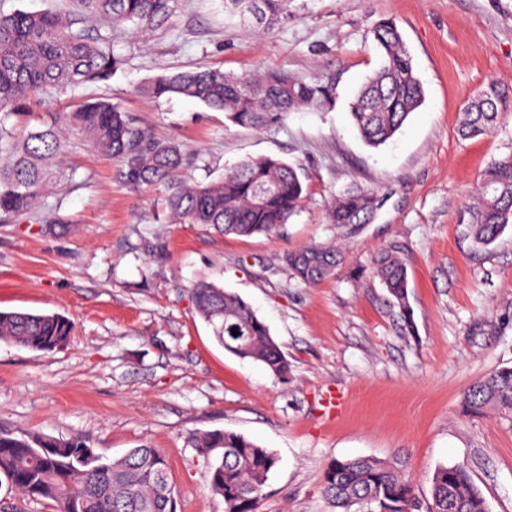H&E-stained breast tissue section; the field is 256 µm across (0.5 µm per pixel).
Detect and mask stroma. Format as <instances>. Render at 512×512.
I'll return each instance as SVG.
<instances>
[{
  "mask_svg": "<svg viewBox=\"0 0 512 512\" xmlns=\"http://www.w3.org/2000/svg\"><path fill=\"white\" fill-rule=\"evenodd\" d=\"M385 19L400 28L425 100L374 149L348 102L380 66L371 31ZM92 29L110 37L120 68L44 97L29 127L103 98L181 147L180 180L206 183L271 156L298 168L304 198L274 234L227 235L176 221L164 186L69 142L40 214L0 223V310L59 313L74 329L51 351L0 341V429L80 437L111 459L160 449L177 512H224L194 446L217 429L275 454L260 512H334L324 474L359 456L399 467L424 503L438 467L464 466L489 512H512V419L463 405L470 384L512 367V225L486 247L466 229L485 171L512 155V112L487 135L458 132L487 83L512 87V0H293L268 30L229 19L223 0H175L153 28ZM196 67L331 77L335 105L256 131L192 99L141 92ZM353 186L380 198L374 220L328 223L331 201ZM55 214L62 223H49ZM330 242L344 254L331 277L291 275L286 253ZM387 249L408 268V329L374 275ZM201 281L251 306L288 360L287 380L217 343L193 302Z\"/></svg>",
  "mask_w": 512,
  "mask_h": 512,
  "instance_id": "35a3bbf8",
  "label": "stroma"
}]
</instances>
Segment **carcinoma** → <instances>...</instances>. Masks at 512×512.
Instances as JSON below:
<instances>
[{
  "mask_svg": "<svg viewBox=\"0 0 512 512\" xmlns=\"http://www.w3.org/2000/svg\"><path fill=\"white\" fill-rule=\"evenodd\" d=\"M74 16L52 11L0 13V223L38 213L46 187L60 177L55 159L74 136L94 150L121 158L131 175L145 184H167L166 207L190 224H208L226 235L253 236L279 230L297 212L303 184L297 169L272 157L237 163L208 184L173 181L183 164L179 148L152 141L131 126L124 112L97 100L61 113L18 136L9 122L25 115L28 103L57 90L108 79L120 58L107 47L108 37L82 26L89 16L111 25L150 27L172 11L174 0H74ZM233 13H250L257 27L269 29L288 17L291 0H225ZM372 40L382 63L349 104L352 122L363 141L378 147L392 139L422 104L424 92L412 57L392 20L378 23ZM332 78L306 81L276 73L261 76L195 69L160 76L142 88L156 99L182 96L224 113L234 125L262 130L279 124L291 111L333 106ZM512 112V88L489 83L463 113L466 138L486 135L498 117ZM381 207L379 198L349 188L327 212L338 226L368 224ZM512 224V155L492 163L472 208L469 233L475 243L492 244ZM342 256L334 247L315 245L285 255L292 275L307 284L327 278ZM375 275L393 297L405 327L412 324L407 304L406 263L391 251L377 259ZM197 311L216 340L233 355L261 364L277 379L288 377L289 364L267 326L238 295L208 282L193 288ZM242 336L230 340L232 331ZM71 321L63 315L0 311V340L19 347L51 351L66 343ZM464 406L476 415L493 409L512 416V368L474 382ZM212 459L210 489L224 501V512H259L263 488L276 458L242 434L214 430L194 441ZM231 452L224 460V451ZM31 501H49L54 512H176L174 487L166 460L157 448L143 445L118 459L95 452L82 438L17 436L0 430V486ZM323 494L336 512H418L414 486L398 469L372 458L334 462L324 475ZM426 512H487L484 497L461 465L442 466L432 478Z\"/></svg>",
  "mask_w": 512,
  "mask_h": 512,
  "instance_id": "cac0c4a2",
  "label": "carcinoma"
}]
</instances>
